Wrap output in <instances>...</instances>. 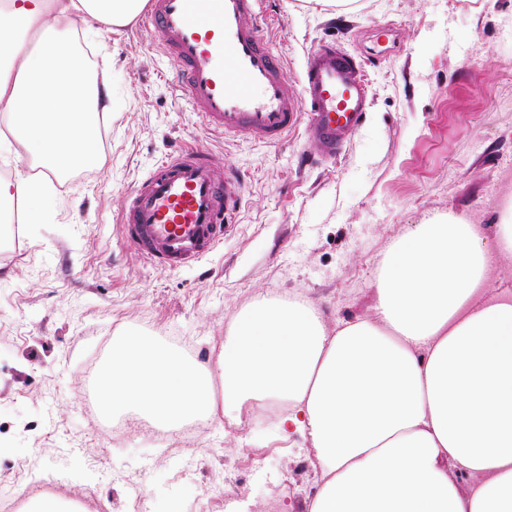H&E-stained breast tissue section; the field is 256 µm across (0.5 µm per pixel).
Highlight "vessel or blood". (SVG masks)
I'll return each mask as SVG.
<instances>
[{"mask_svg":"<svg viewBox=\"0 0 512 512\" xmlns=\"http://www.w3.org/2000/svg\"><path fill=\"white\" fill-rule=\"evenodd\" d=\"M267 0H150L141 23L178 66L180 87L202 124L225 137L274 145L299 124L322 159L335 158L370 109L361 63L336 41L308 52L295 98L263 32ZM232 165L216 170L190 146L162 161L128 196L122 232L153 264L176 270L224 242L243 203Z\"/></svg>","mask_w":512,"mask_h":512,"instance_id":"1","label":"vessel or blood"}]
</instances>
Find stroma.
I'll return each mask as SVG.
<instances>
[{
	"label": "stroma",
	"instance_id": "obj_1",
	"mask_svg": "<svg viewBox=\"0 0 512 512\" xmlns=\"http://www.w3.org/2000/svg\"><path fill=\"white\" fill-rule=\"evenodd\" d=\"M263 28L295 96L319 40L362 62L373 107L336 159H320L302 125L276 146L207 130L152 36L76 25L95 77L112 83V115L97 162L53 181L49 220L0 225V495L44 481L93 489L112 512H226L228 496L251 512L274 500L306 512L319 477L304 437L273 424L237 434L219 413L191 445L164 448L132 413L112 439L87 399V360L106 363L140 333L185 340L209 364L260 295L302 299L330 324L365 318L388 247L413 225L463 212L494 237L512 192V0H359L350 12L269 0ZM189 145L241 171L246 205L223 245L169 270L139 254L120 219L129 191Z\"/></svg>",
	"mask_w": 512,
	"mask_h": 512
}]
</instances>
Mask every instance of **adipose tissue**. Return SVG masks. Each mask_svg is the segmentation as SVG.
Listing matches in <instances>:
<instances>
[{
    "label": "adipose tissue",
    "instance_id": "ef3b65f1",
    "mask_svg": "<svg viewBox=\"0 0 512 512\" xmlns=\"http://www.w3.org/2000/svg\"><path fill=\"white\" fill-rule=\"evenodd\" d=\"M146 0H9L0 10V111L36 168L96 158L100 117L71 52L75 23L122 25ZM512 194L494 240L463 213L414 225L383 258L374 314L327 325L311 304L258 296L213 365L126 338L97 380L102 418L133 411L176 430L278 401L321 478L306 512H512ZM487 288H490V290H512V263L495 260L492 264Z\"/></svg>",
    "mask_w": 512,
    "mask_h": 512
}]
</instances>
